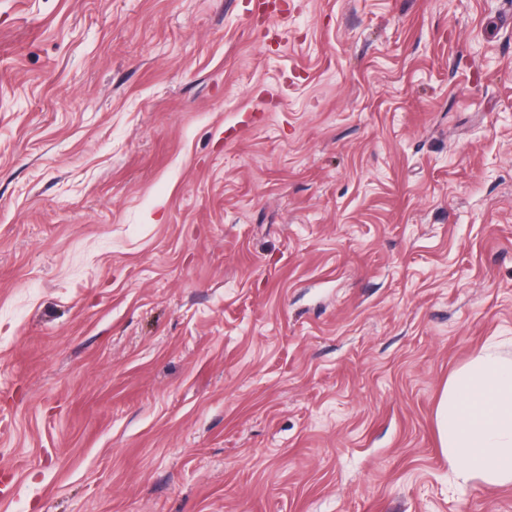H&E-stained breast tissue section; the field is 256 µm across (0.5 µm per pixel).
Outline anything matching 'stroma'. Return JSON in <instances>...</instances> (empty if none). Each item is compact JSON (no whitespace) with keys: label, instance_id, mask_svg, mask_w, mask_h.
Masks as SVG:
<instances>
[{"label":"stroma","instance_id":"obj_1","mask_svg":"<svg viewBox=\"0 0 512 512\" xmlns=\"http://www.w3.org/2000/svg\"><path fill=\"white\" fill-rule=\"evenodd\" d=\"M512 0H0V512H512ZM497 348L455 369L435 407L439 450L459 489L512 484V358Z\"/></svg>","mask_w":512,"mask_h":512}]
</instances>
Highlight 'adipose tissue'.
I'll return each instance as SVG.
<instances>
[{"instance_id":"adipose-tissue-1","label":"adipose tissue","mask_w":512,"mask_h":512,"mask_svg":"<svg viewBox=\"0 0 512 512\" xmlns=\"http://www.w3.org/2000/svg\"><path fill=\"white\" fill-rule=\"evenodd\" d=\"M457 488L512 484V358L487 345L448 377L435 407Z\"/></svg>"}]
</instances>
